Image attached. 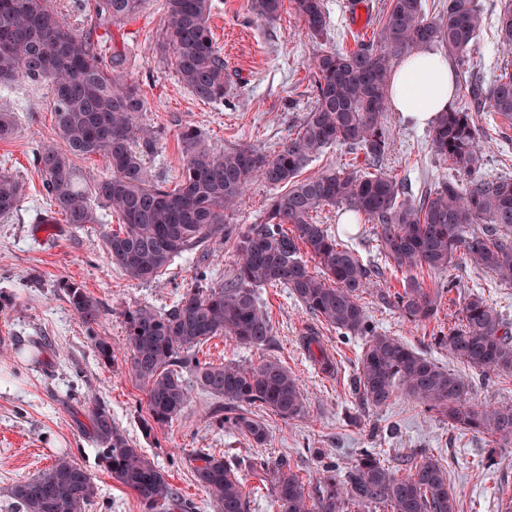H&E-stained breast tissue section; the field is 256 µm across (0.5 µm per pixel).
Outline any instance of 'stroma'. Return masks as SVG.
Returning <instances> with one entry per match:
<instances>
[{
  "label": "stroma",
  "instance_id": "obj_1",
  "mask_svg": "<svg viewBox=\"0 0 512 512\" xmlns=\"http://www.w3.org/2000/svg\"><path fill=\"white\" fill-rule=\"evenodd\" d=\"M389 2L361 0L355 15L348 0H324L328 35L320 40L312 38L287 2L276 19L264 20L251 11L249 0H215L209 24L232 82L221 103L196 99L179 81L163 43L164 0H143L136 13L119 19L98 15L94 0H51V6L74 31L90 35L101 55L121 54L125 77L144 94L141 123L166 130L147 167L154 180L172 187L184 168L179 133L185 126L201 130L218 151L249 146L277 152L295 136L313 105L312 58L324 50L345 51L356 41L373 39ZM477 3L484 26L465 68L489 82L512 72V49L502 45L497 28L512 0ZM0 112L16 115L14 133L0 140V167L9 169L23 188L17 211L0 217V512H15L16 483L61 457L83 467L97 486L87 512H141L136 497L112 480L89 438V415L97 399L106 402L116 425L191 503L192 512H218L192 473L190 457L200 449L231 460L250 497L251 512H278V505L270 477L253 473L250 458L288 456L310 486L321 462L333 463L343 473L365 448L378 450L393 469L419 449L440 457L459 512H502L512 500V440L453 428L440 414L402 395L382 408L364 405L353 388L361 340L339 337L280 286L257 290L273 326L269 346L249 348L219 335L199 347L197 356L217 365L281 361L303 387L305 418L288 422L268 408L251 406L252 415L262 418L269 430L266 444L259 448L238 432L209 427L215 400L192 382L184 413L172 423L146 429L145 395L128 373L126 312L168 307L195 285L197 256L176 257L158 279L133 280L111 263L103 226L76 228L59 221L40 231L39 216L54 212L34 161L37 145L56 139L49 83L22 79L0 87ZM385 121L393 145L383 167L405 180L413 194L456 178V171L432 152L429 128L411 126L391 111ZM474 121L484 175L512 178V122L487 109L475 113ZM274 193L273 187L254 181L242 206L228 213L227 223L239 231L263 223ZM347 215L345 207L328 206L319 220L375 270V286L362 303L377 331L471 376L476 403L512 405L511 374L472 375L470 368L431 343L439 331L460 324L464 298L472 292L482 294L512 322V283L501 282L456 255L447 270L417 275L422 287L443 292L437 318L420 325L407 322L380 299L386 290L403 289L407 272L386 260L371 224L347 223ZM67 283L82 286L97 299L96 323L83 324L71 309L63 291ZM310 331L317 332L330 353L333 373L323 372L309 359L301 337ZM101 340L112 346L111 361L98 357L95 344ZM491 447L500 448L501 463L490 471L485 455Z\"/></svg>",
  "mask_w": 512,
  "mask_h": 512
}]
</instances>
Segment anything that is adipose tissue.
Wrapping results in <instances>:
<instances>
[{
    "label": "adipose tissue",
    "instance_id": "ef3b65f1",
    "mask_svg": "<svg viewBox=\"0 0 512 512\" xmlns=\"http://www.w3.org/2000/svg\"><path fill=\"white\" fill-rule=\"evenodd\" d=\"M389 107L411 124L426 127L444 111L454 91L450 64L426 49L404 59L393 71Z\"/></svg>",
    "mask_w": 512,
    "mask_h": 512
}]
</instances>
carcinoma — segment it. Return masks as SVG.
I'll return each instance as SVG.
<instances>
[{"label":"carcinoma","mask_w":512,"mask_h":512,"mask_svg":"<svg viewBox=\"0 0 512 512\" xmlns=\"http://www.w3.org/2000/svg\"><path fill=\"white\" fill-rule=\"evenodd\" d=\"M143 0H99L101 14L114 19L133 14ZM309 32L326 35L323 0H290ZM282 0H251V9L272 20ZM213 0H165L164 41L172 49L180 82L196 98L222 102L231 82L224 55L209 27ZM476 0H446L439 14L425 17L423 0H390L377 40L358 41L346 51H324L311 65L315 101L296 136L275 154L250 147L216 152L195 128L180 132L185 164L173 189L154 181L146 157L154 154L164 130L138 121L145 99L138 85L105 61L87 35L74 32L50 6V0H0V82L18 78L51 83L54 127L62 146L43 142L36 165L45 191L74 227L106 226L104 241L111 262L134 280H154L172 259L205 249L213 239L232 241L239 262L223 282L186 289L156 311L139 307L126 313L128 372L144 390L150 420L165 425L177 419L189 400L183 372L221 402L209 424L236 431L256 445L267 442L265 423L245 409L259 404L285 421L306 415L303 388L282 363L267 359L257 366L214 365L195 356L196 348L223 335L248 347L267 345L273 327L256 289L280 285L306 309L342 336L364 340L356 377L359 399L384 407L402 394L448 419L461 430L512 438V406L489 407L472 401L471 381L450 371L400 339L380 334L368 320L362 295L372 275L359 256L328 233L314 216L326 206L342 205L348 221L373 224L382 250L407 272L442 271L457 253L474 265L512 281V179H489L472 111L448 106L432 126L431 149L467 177L427 192L406 196L403 182L382 162L391 146L384 124L389 102L392 57L440 45L464 61L481 31ZM499 36L512 48V10L500 19ZM475 109L488 102L492 111L512 120V73L489 85L475 83ZM333 144L364 155L359 165L329 167L301 177L307 163ZM99 155L111 172L92 186L83 182L71 157ZM260 179L282 192L272 197L266 222L232 234L224 223L243 202L247 186ZM22 198L13 174L0 169V216L12 214ZM119 216L118 228L103 220L99 208ZM486 224L475 231L473 225ZM306 251L320 266L310 271L300 257ZM66 297L80 320L90 325L99 304L84 289L68 284ZM403 317L427 323L438 313L439 294L409 279L394 293ZM437 348L483 375L512 373V325L481 295L464 299L462 321L433 337ZM310 358L327 366L320 337L304 338ZM90 439L102 449L112 479L130 489L143 512H189L186 500L112 420L110 408L95 401ZM196 481L217 503L219 512H249V501L231 465L204 450L193 454ZM252 469L272 475L279 512H457L440 460L415 453L403 475L364 450L344 475L325 466L313 489L305 487L288 461L255 457ZM96 493L89 473L58 458L42 473L12 488L18 512H86Z\"/></svg>","instance_id":"1"}]
</instances>
